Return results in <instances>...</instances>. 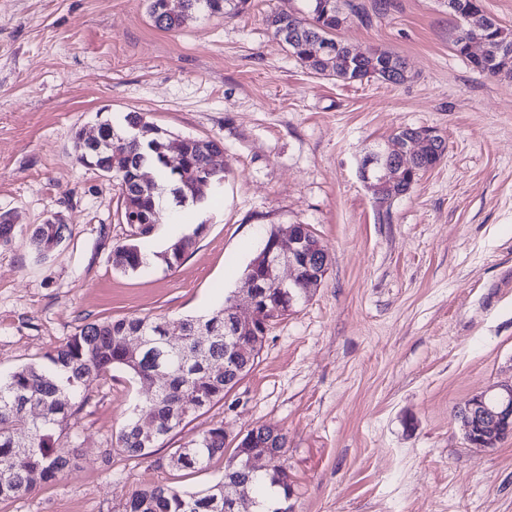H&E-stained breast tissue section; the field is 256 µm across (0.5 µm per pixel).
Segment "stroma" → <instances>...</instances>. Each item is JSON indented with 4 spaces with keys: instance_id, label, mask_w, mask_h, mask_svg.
<instances>
[{
    "instance_id": "35a3bbf8",
    "label": "stroma",
    "mask_w": 512,
    "mask_h": 512,
    "mask_svg": "<svg viewBox=\"0 0 512 512\" xmlns=\"http://www.w3.org/2000/svg\"><path fill=\"white\" fill-rule=\"evenodd\" d=\"M301 0H251L235 17L157 28L146 0H0V212L20 234L0 249V376L77 326L138 315H202L241 288L273 227L308 224L331 257L324 282L270 327L254 369L131 459L113 448L147 385L122 372L86 383L65 434L67 473L0 512H122L133 490L202 492L231 457L196 472L171 452L220 425L288 437L291 512H512V434L480 450L455 413L512 382V77L457 56L443 0H347L337 37L402 57L409 78L341 82L310 73L266 23ZM145 114L169 132L219 141V204L156 225L147 253L190 224L207 230L183 262L116 269L131 232L120 192L77 162L74 133ZM446 141L410 193L376 202L360 158L403 128ZM59 215L48 256L26 230Z\"/></svg>"
}]
</instances>
